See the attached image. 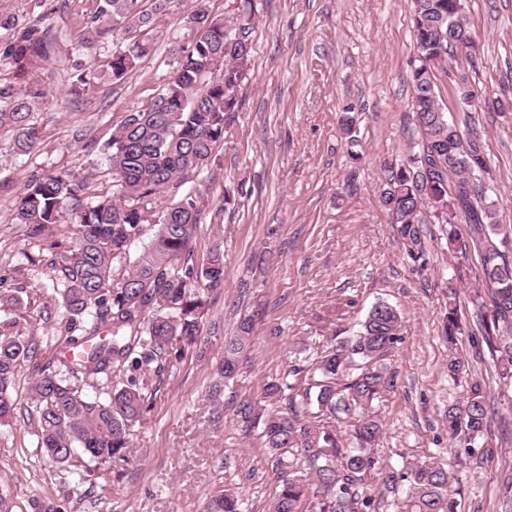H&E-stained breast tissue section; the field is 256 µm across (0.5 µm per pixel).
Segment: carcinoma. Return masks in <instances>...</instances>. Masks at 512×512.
I'll use <instances>...</instances> for the list:
<instances>
[{"mask_svg": "<svg viewBox=\"0 0 512 512\" xmlns=\"http://www.w3.org/2000/svg\"><path fill=\"white\" fill-rule=\"evenodd\" d=\"M83 27L76 49L89 50L114 39L106 72L117 84L153 53L143 33L175 0H78ZM209 0H191L184 25L202 30L191 51L173 43L170 80L149 106L126 113L101 152L112 175V196L87 195L86 182L70 172L31 174L17 197L15 220L39 237L57 224L72 227L74 245L49 261L53 295L65 313V328L84 336L66 340L80 357L64 362L66 373L41 367L28 399L37 417L38 445L65 465L83 455L101 464L125 460L132 432L148 411L150 376L188 352H203L202 322L206 292L224 283V262L217 253L199 260L192 247L200 223L198 195L176 193L155 223L156 231L126 275L116 278L114 264L127 259L131 245L149 223V208L171 189L199 175L215 158V146L231 131L240 108L238 92L253 53L256 7L243 0L228 17L211 14ZM414 58L410 69L411 112L421 150L406 162L385 166L379 201L395 217L397 231L413 263L427 264L422 216L438 224L455 218L469 225V237L448 235V251L457 259L455 275L471 247L482 249V288L469 302L479 335L472 345L486 348L499 379L512 383V227L498 223L497 201L483 185L489 174L483 140L473 138L472 105L454 118L435 92V68L446 62L451 29L470 32L463 0H410ZM8 34L0 54L25 71L34 63L57 64V36L41 22L24 23L0 13V31ZM68 96L80 100L96 72L71 64ZM44 95L33 81L21 93L0 84V131L12 133L22 154L40 143L34 107ZM24 290L0 289V421L14 412L12 389L20 361L34 339L25 334L19 311ZM401 317L385 301L376 302L348 337H334L319 356L289 366L271 381L265 399L280 409L261 414L247 403L239 408L247 423L261 421L262 437L279 471L269 512H380L385 498L403 483L413 492L414 512H457L448 485L457 475L440 465L397 468L376 456L381 419L365 410L394 387L387 360L400 342ZM253 324L242 320L224 339L217 371L234 376L241 354L252 341ZM466 334L448 287V312L442 336L448 344V377L464 378L468 362L458 350ZM106 381L91 395L79 381ZM448 435L469 448L488 432L489 410L479 382L444 411ZM204 512H239L235 493L209 498Z\"/></svg>", "mask_w": 512, "mask_h": 512, "instance_id": "obj_1", "label": "carcinoma"}]
</instances>
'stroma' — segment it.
I'll return each mask as SVG.
<instances>
[{
    "label": "stroma",
    "mask_w": 512,
    "mask_h": 512,
    "mask_svg": "<svg viewBox=\"0 0 512 512\" xmlns=\"http://www.w3.org/2000/svg\"><path fill=\"white\" fill-rule=\"evenodd\" d=\"M256 7L255 48L233 135L217 144L215 162L198 178L196 253L224 255V282L210 292L203 320L209 350L152 377L149 411L122 461L97 465L78 456L61 466L37 445L25 393L66 337L47 265L71 248L73 236L60 224L30 237L14 209L35 171L75 172L89 194L111 195L100 148L126 112L146 107L168 81L171 41L191 42L181 21L185 7L159 18L149 33L154 54L124 82L100 75L76 102L67 99L70 71L62 62L20 73L0 61L1 82L21 90L35 80L46 92L37 151L17 154L11 136L0 134V289L26 288L21 316L36 344L18 369L15 411L0 424V512H36L49 501L63 512H202L206 498L227 490L237 492L241 512H267L278 474L240 404L262 402L266 383L286 372L296 353L321 348L335 333L354 334L380 300L400 312L402 341L390 358L394 387L374 407L383 424L378 455L400 467L426 461L455 470L460 512H512L501 491L512 473V384L500 381L491 356H473L467 335L458 347L494 410L488 447L459 463L442 420L464 392L448 376L441 336L447 290L456 287L472 329L469 298L477 283L452 282L455 261L443 224L424 225L428 264L417 268L378 199L384 164L401 162L411 143L409 0H257ZM0 11L24 21L48 12L62 61L74 55L82 21L77 0L39 7L0 0ZM464 15L478 49L449 56L435 71V90L440 104L452 107V76L459 73L496 101V108L477 109L476 130L498 221L512 226V0H464ZM347 113L355 118L351 136L341 125ZM228 181L246 192L225 210ZM245 318L254 325L252 343L235 376L219 378L224 339Z\"/></svg>",
    "instance_id": "stroma-1"
}]
</instances>
